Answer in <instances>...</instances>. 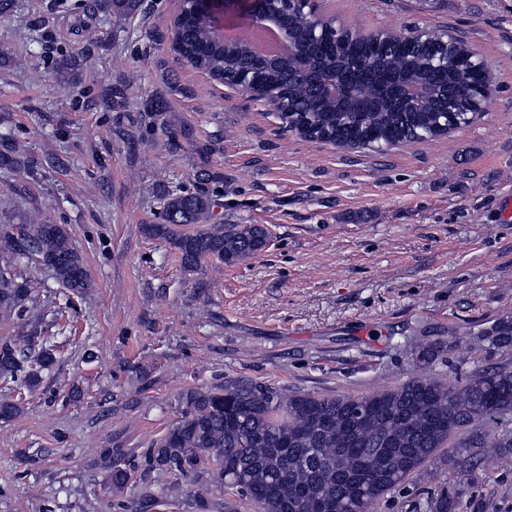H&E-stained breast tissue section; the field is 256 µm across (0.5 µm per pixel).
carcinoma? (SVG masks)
<instances>
[{"label": "carcinoma", "mask_w": 512, "mask_h": 512, "mask_svg": "<svg viewBox=\"0 0 512 512\" xmlns=\"http://www.w3.org/2000/svg\"><path fill=\"white\" fill-rule=\"evenodd\" d=\"M143 0H92L90 11L103 19L132 17ZM213 20L198 11L183 12L175 23L181 56L195 68L224 77L255 71L257 85L278 91L291 110V128L310 141L338 146H393L404 136L421 141L444 135V121L474 114L479 89L489 79L479 71L474 50L454 39L448 48L385 32L382 39L339 28L336 38L314 42L309 37L307 8L288 11L285 24L301 58L309 66L303 79L286 64L256 65L245 50H226L211 36ZM91 49L57 62V71L76 81ZM443 66L431 71L434 57ZM344 76L355 88V99L320 95L317 84ZM426 83L437 99L416 107L404 87ZM128 88H115L105 106H129ZM448 106V114L436 106ZM171 143L192 136L189 128L167 123L165 97L155 94L142 104ZM0 166L30 169L12 135H0ZM162 223L146 225L153 237L178 251L181 267L194 272L205 260L234 265L265 247L260 224H211L212 200L203 192L179 185L157 188ZM196 224L187 232L183 227ZM36 257L74 296L91 287L83 255L68 224L34 221L18 234L0 232V318L21 321L34 315L35 300L16 266ZM486 357L454 385L436 376H413L394 387L368 395L320 396L282 388L257 379L227 378L212 387H191L179 397L176 421L147 450L153 470L173 479L192 477L207 490L222 487L248 499L257 512H372L374 505L396 492L443 448L452 449L454 465L464 471L486 468L512 456V429L491 433L488 427L512 422V318L498 320L476 337ZM56 361L53 348L40 343L34 328L27 335L0 344V378L22 377L36 387L41 373ZM22 401L0 400V421L21 416ZM101 459L105 482L123 487L127 473L112 462V449ZM459 493L442 491L420 505L423 512H456Z\"/></svg>", "instance_id": "obj_1"}]
</instances>
